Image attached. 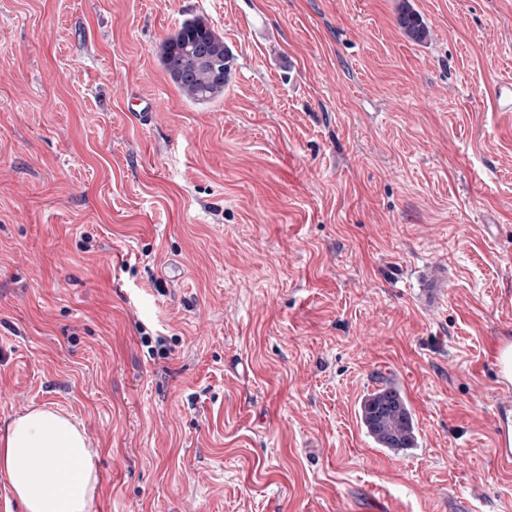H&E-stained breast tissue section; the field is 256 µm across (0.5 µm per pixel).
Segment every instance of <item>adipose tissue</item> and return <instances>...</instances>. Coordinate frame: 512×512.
I'll use <instances>...</instances> for the list:
<instances>
[{
	"mask_svg": "<svg viewBox=\"0 0 512 512\" xmlns=\"http://www.w3.org/2000/svg\"><path fill=\"white\" fill-rule=\"evenodd\" d=\"M95 456L86 432L47 407L16 415L0 435V473L25 512H90Z\"/></svg>",
	"mask_w": 512,
	"mask_h": 512,
	"instance_id": "ef3b65f1",
	"label": "adipose tissue"
}]
</instances>
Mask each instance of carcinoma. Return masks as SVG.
I'll return each mask as SVG.
<instances>
[{
	"mask_svg": "<svg viewBox=\"0 0 512 512\" xmlns=\"http://www.w3.org/2000/svg\"><path fill=\"white\" fill-rule=\"evenodd\" d=\"M405 35L424 41L429 31L412 9L398 19ZM230 57L224 38L207 21L195 17L161 45V61L180 93L192 102L205 103L224 95V66ZM361 422L380 448L401 450L415 443L411 412L399 389L385 386L367 394L360 404Z\"/></svg>",
	"mask_w": 512,
	"mask_h": 512,
	"instance_id": "obj_1",
	"label": "carcinoma"
}]
</instances>
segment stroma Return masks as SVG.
Instances as JSON below:
<instances>
[{"mask_svg": "<svg viewBox=\"0 0 512 512\" xmlns=\"http://www.w3.org/2000/svg\"><path fill=\"white\" fill-rule=\"evenodd\" d=\"M410 2L419 44L400 0H0V429L72 417L90 512H512V0ZM387 385L414 447L360 421ZM398 22L405 35L414 41L421 42L429 36L428 28L421 17L410 8L400 13ZM193 46L198 51L193 52ZM229 57L224 38L200 17L184 22L161 45L166 73L192 102H211L224 95V66Z\"/></svg>", "mask_w": 512, "mask_h": 512, "instance_id": "1", "label": "stroma"}]
</instances>
